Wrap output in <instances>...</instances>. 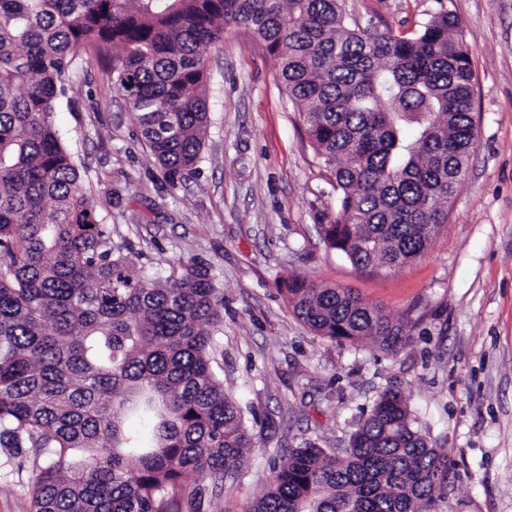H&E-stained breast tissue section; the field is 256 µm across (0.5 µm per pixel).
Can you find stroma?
Returning <instances> with one entry per match:
<instances>
[{
  "label": "stroma",
  "mask_w": 512,
  "mask_h": 512,
  "mask_svg": "<svg viewBox=\"0 0 512 512\" xmlns=\"http://www.w3.org/2000/svg\"><path fill=\"white\" fill-rule=\"evenodd\" d=\"M349 21L409 36L457 16L475 72L476 143L468 174L427 251L392 272L359 269L320 232L338 193L263 45L229 25L208 62L211 123L198 173L170 187L129 118L112 74L79 52L53 119L132 274L209 267L224 290L213 337L225 392L256 446L202 512H249L276 453L347 447L363 413L392 387L416 426L455 462L437 512H512V0H343ZM299 278L350 288L411 334L397 353L369 339L317 335L292 312ZM32 459L0 452V512H30Z\"/></svg>",
  "instance_id": "obj_1"
}]
</instances>
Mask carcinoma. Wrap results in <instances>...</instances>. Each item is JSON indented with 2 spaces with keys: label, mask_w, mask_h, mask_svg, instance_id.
<instances>
[{
  "label": "carcinoma",
  "mask_w": 512,
  "mask_h": 512,
  "mask_svg": "<svg viewBox=\"0 0 512 512\" xmlns=\"http://www.w3.org/2000/svg\"><path fill=\"white\" fill-rule=\"evenodd\" d=\"M342 0H0V447L34 450L31 512H199L253 435L212 367L224 295L208 267L135 277L53 122L77 51L112 63L141 139L175 187L198 172L207 52L224 24L272 57L339 191L325 242L359 268L421 256L475 145L474 71L451 13L411 37L351 24ZM288 304L331 340H409L348 288L293 281ZM138 413L152 441L126 427ZM453 462L384 390L342 457L271 459L249 512H433Z\"/></svg>",
  "instance_id": "1"
}]
</instances>
